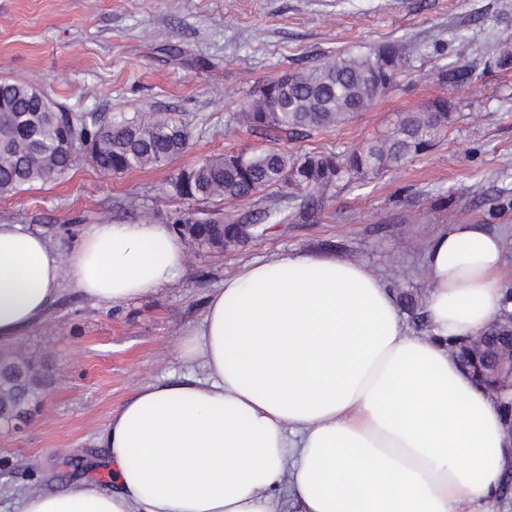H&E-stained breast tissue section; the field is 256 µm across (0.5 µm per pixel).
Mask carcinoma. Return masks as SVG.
<instances>
[{
    "mask_svg": "<svg viewBox=\"0 0 512 512\" xmlns=\"http://www.w3.org/2000/svg\"><path fill=\"white\" fill-rule=\"evenodd\" d=\"M401 57V46L389 43L286 74L263 85L232 120L291 134L336 126L374 105L393 81ZM483 58L499 68L512 67V39L487 44ZM452 116L448 100L438 98L426 111L404 117L391 136L341 153L255 149L212 155L171 179L169 192L182 199L221 197L246 204L257 193L280 187L289 189L291 198L304 191L313 200L333 186L428 151ZM190 140L188 126L167 116L138 112L103 126L57 107L36 88L0 80V197L64 175L85 153L100 171L122 175L171 162L188 151ZM301 217L302 212L278 201L257 217L217 214L200 221L180 215L174 224L192 245L222 248L236 242L234 231L239 224L252 225V236L258 239L271 227ZM41 384L34 363L21 356L0 355V414L6 418L27 407Z\"/></svg>",
    "mask_w": 512,
    "mask_h": 512,
    "instance_id": "1",
    "label": "carcinoma"
}]
</instances>
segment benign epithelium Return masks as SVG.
Wrapping results in <instances>:
<instances>
[{
  "label": "benign epithelium",
  "instance_id": "benign-epithelium-1",
  "mask_svg": "<svg viewBox=\"0 0 512 512\" xmlns=\"http://www.w3.org/2000/svg\"><path fill=\"white\" fill-rule=\"evenodd\" d=\"M458 364L476 381L494 383L493 392L512 397V346L484 331L467 339L464 348L454 352Z\"/></svg>",
  "mask_w": 512,
  "mask_h": 512
}]
</instances>
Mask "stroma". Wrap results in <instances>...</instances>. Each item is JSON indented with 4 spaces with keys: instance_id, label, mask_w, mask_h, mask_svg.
I'll list each match as a JSON object with an SVG mask.
<instances>
[{
    "instance_id": "obj_1",
    "label": "stroma",
    "mask_w": 512,
    "mask_h": 512,
    "mask_svg": "<svg viewBox=\"0 0 512 512\" xmlns=\"http://www.w3.org/2000/svg\"><path fill=\"white\" fill-rule=\"evenodd\" d=\"M512 37V0H0V79L24 82L73 114L101 123L150 110L192 132L191 150L168 166L106 175L83 161L65 176L0 197V223L41 231L63 256L85 225L171 223L176 212L243 214L247 206L169 195L170 179L205 157L253 149L340 152L390 134L403 116L446 98L447 131L401 165L327 190L304 219L228 248L191 249L175 282L119 305L95 302L63 280L44 320L0 342L36 361L44 387L17 429L0 425V512L22 493L62 490L109 473L96 438L136 388L200 375L180 344L213 291L242 263L290 251L333 253L375 269L394 294L416 301L403 315L427 336L420 274L425 241L446 224L500 234L512 271V69L485 64L484 45ZM404 47L393 82L369 111L344 124L288 134L230 122L259 88L287 72L386 43ZM467 71V82L440 79Z\"/></svg>"
}]
</instances>
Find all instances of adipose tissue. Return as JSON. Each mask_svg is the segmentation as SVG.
<instances>
[{
  "label": "adipose tissue",
  "instance_id": "ef3b65f1",
  "mask_svg": "<svg viewBox=\"0 0 512 512\" xmlns=\"http://www.w3.org/2000/svg\"><path fill=\"white\" fill-rule=\"evenodd\" d=\"M186 263L166 224L88 225L69 259L0 223V340L39 323L62 278L119 304ZM432 335L410 333L371 267L291 251L225 278L181 356L204 378L139 387L97 438L110 487L29 492L21 512H496L512 467L494 396L459 368L506 290L499 234L450 224L424 245Z\"/></svg>",
  "mask_w": 512,
  "mask_h": 512
}]
</instances>
